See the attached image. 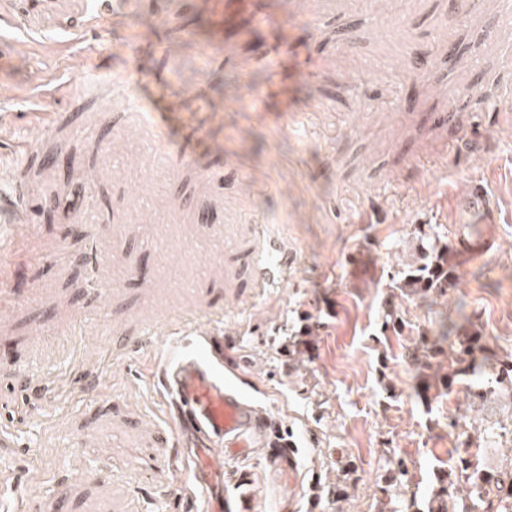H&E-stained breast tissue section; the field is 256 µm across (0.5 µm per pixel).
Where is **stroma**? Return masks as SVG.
<instances>
[{"label":"stroma","instance_id":"stroma-1","mask_svg":"<svg viewBox=\"0 0 512 512\" xmlns=\"http://www.w3.org/2000/svg\"><path fill=\"white\" fill-rule=\"evenodd\" d=\"M92 2L0 0V209L26 154L69 161L25 169L30 224L0 220V407L28 401L0 416L13 440L0 444V512H44L52 498L59 512H205L158 373L183 346L167 318L190 313L222 314L228 381L299 449L279 468L263 448L225 456L237 512H428L459 458L511 463V445L472 430L465 381L449 393L434 382L448 371L437 323L457 302L470 318L457 336L512 355V43L485 31L493 16L512 23L505 0L451 25L448 0H324L313 19L300 0H112L91 31ZM274 34L287 54L257 61ZM447 35L463 57L439 53L418 79L407 61ZM88 63L117 95L69 111ZM477 75L474 104L449 113ZM128 98L140 114L116 123L111 105ZM157 111L167 146L190 158L175 172L143 141ZM471 138L487 152H464ZM91 177L94 208L49 223L46 200ZM476 178L497 223L457 222ZM175 200L181 220L164 223ZM371 207L383 223H365ZM459 233L495 249L452 253L446 295H405L401 271ZM266 237L292 262L257 288L247 259ZM128 263L144 278L121 277ZM100 280L114 285L104 301Z\"/></svg>","mask_w":512,"mask_h":512}]
</instances>
